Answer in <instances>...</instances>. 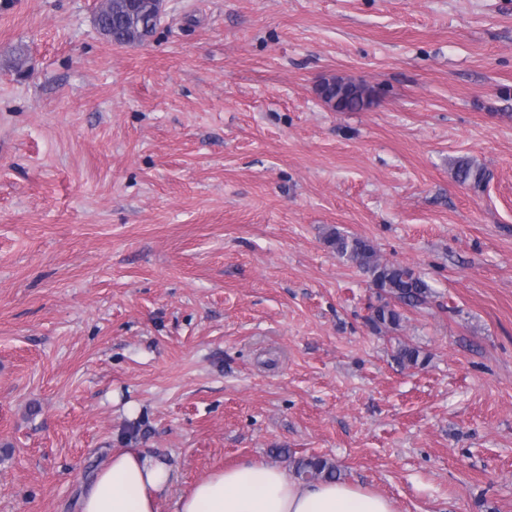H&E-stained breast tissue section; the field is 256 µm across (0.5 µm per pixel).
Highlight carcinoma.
<instances>
[{"label": "carcinoma", "mask_w": 512, "mask_h": 512, "mask_svg": "<svg viewBox=\"0 0 512 512\" xmlns=\"http://www.w3.org/2000/svg\"><path fill=\"white\" fill-rule=\"evenodd\" d=\"M159 22L151 18L145 0H112L110 7L99 14L96 27L100 34L115 45L144 42L156 30ZM374 87L337 77L319 84L322 99L340 111L356 112L373 103ZM456 179L465 184L482 183L486 170L469 160L458 162ZM326 243L336 256L355 265L366 274L377 289L378 305L369 317L371 328L380 332L400 326L402 307H418L432 294L430 285L415 272L404 266L381 261L367 241L332 229ZM421 351L405 342L397 341L393 350L394 360L402 367H415L422 363ZM295 473L305 482L321 479H338L340 471L326 458L311 457L295 461Z\"/></svg>", "instance_id": "obj_1"}]
</instances>
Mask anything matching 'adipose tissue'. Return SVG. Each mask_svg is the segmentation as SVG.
I'll use <instances>...</instances> for the list:
<instances>
[{
	"mask_svg": "<svg viewBox=\"0 0 512 512\" xmlns=\"http://www.w3.org/2000/svg\"><path fill=\"white\" fill-rule=\"evenodd\" d=\"M173 484L167 461L138 448L113 450L86 482L80 512H159ZM173 512H396L392 500L346 481L306 483L286 469L245 463L213 473L176 497Z\"/></svg>",
	"mask_w": 512,
	"mask_h": 512,
	"instance_id": "adipose-tissue-1",
	"label": "adipose tissue"
}]
</instances>
